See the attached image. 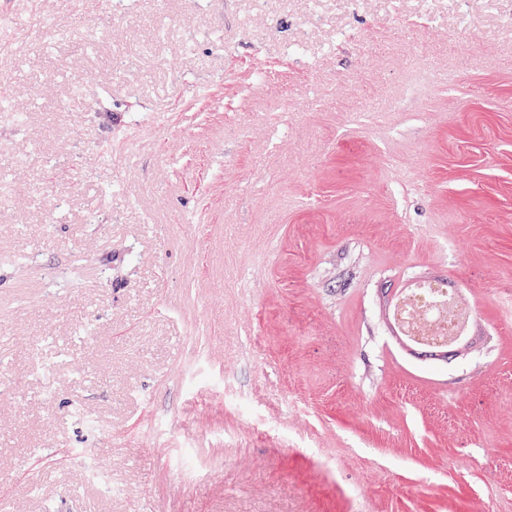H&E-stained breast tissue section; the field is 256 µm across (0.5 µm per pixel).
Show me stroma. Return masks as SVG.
I'll return each instance as SVG.
<instances>
[{
    "instance_id": "stroma-1",
    "label": "stroma",
    "mask_w": 512,
    "mask_h": 512,
    "mask_svg": "<svg viewBox=\"0 0 512 512\" xmlns=\"http://www.w3.org/2000/svg\"><path fill=\"white\" fill-rule=\"evenodd\" d=\"M11 16L0 512H512V0ZM410 285L409 288H406ZM405 288L393 299V318L406 331L403 343L416 349H448L453 344L462 347L472 339L471 312L461 299L453 283L441 277L416 278L407 282ZM422 301V305L419 303ZM467 305H466V304ZM416 308L424 309L423 318L414 321ZM448 308L451 309L448 314ZM452 319L448 325V321ZM456 322V324H454ZM448 327L450 328L448 335ZM458 336V337H448Z\"/></svg>"
}]
</instances>
